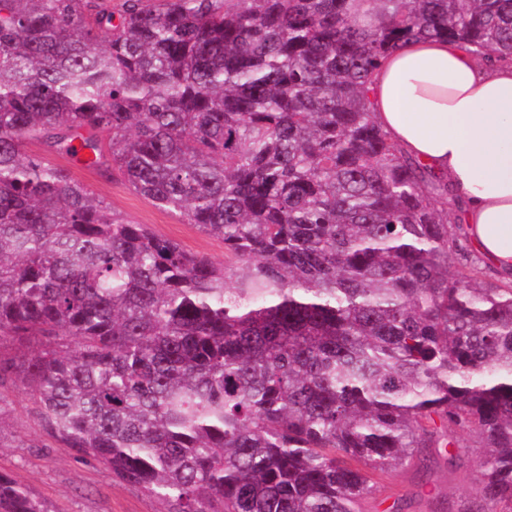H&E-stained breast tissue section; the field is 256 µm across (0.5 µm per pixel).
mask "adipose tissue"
<instances>
[{
  "label": "adipose tissue",
  "mask_w": 512,
  "mask_h": 512,
  "mask_svg": "<svg viewBox=\"0 0 512 512\" xmlns=\"http://www.w3.org/2000/svg\"><path fill=\"white\" fill-rule=\"evenodd\" d=\"M373 88L375 121L447 179L464 243L512 282V66L417 41L383 62Z\"/></svg>",
  "instance_id": "1"
}]
</instances>
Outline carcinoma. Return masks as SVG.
Returning a JSON list of instances; mask_svg holds the SVG:
<instances>
[{
	"label": "carcinoma",
	"instance_id": "obj_1",
	"mask_svg": "<svg viewBox=\"0 0 512 512\" xmlns=\"http://www.w3.org/2000/svg\"><path fill=\"white\" fill-rule=\"evenodd\" d=\"M512 65V0H0V382L170 512H358L376 477L479 449L512 512V284L374 120L415 40ZM119 173L224 240L129 224L23 144ZM0 512H48L0 471Z\"/></svg>",
	"mask_w": 512,
	"mask_h": 512
}]
</instances>
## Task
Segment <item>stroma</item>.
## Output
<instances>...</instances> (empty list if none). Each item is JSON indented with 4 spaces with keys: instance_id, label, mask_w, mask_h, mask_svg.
Returning <instances> with one entry per match:
<instances>
[{
    "instance_id": "1",
    "label": "stroma",
    "mask_w": 512,
    "mask_h": 512,
    "mask_svg": "<svg viewBox=\"0 0 512 512\" xmlns=\"http://www.w3.org/2000/svg\"><path fill=\"white\" fill-rule=\"evenodd\" d=\"M57 165L70 167L83 183L125 221L146 225L155 234L178 242L185 250L224 261V242L195 225L156 208L122 180L55 155ZM475 450L461 452L457 467H436L418 478L407 466L385 480L383 488L363 501V512H455L460 500L475 494ZM0 470L12 475L49 512H168L166 502L139 487L117 480L99 464L75 458L40 425L36 409L20 378L0 384Z\"/></svg>"
}]
</instances>
